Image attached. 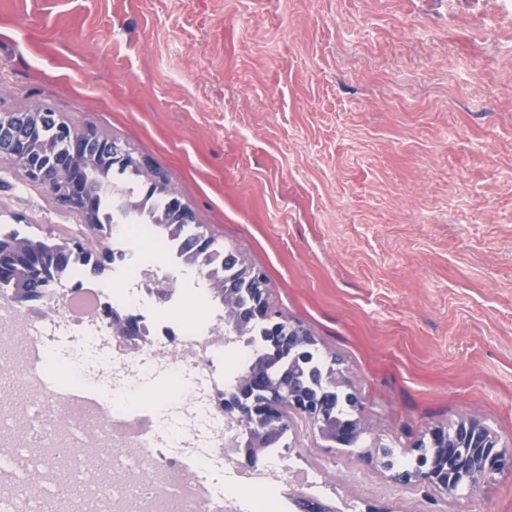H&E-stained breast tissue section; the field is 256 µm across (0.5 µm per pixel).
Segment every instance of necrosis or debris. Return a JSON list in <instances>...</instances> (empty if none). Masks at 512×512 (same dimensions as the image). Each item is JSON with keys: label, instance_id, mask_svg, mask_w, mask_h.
<instances>
[{"label": "necrosis or debris", "instance_id": "obj_1", "mask_svg": "<svg viewBox=\"0 0 512 512\" xmlns=\"http://www.w3.org/2000/svg\"><path fill=\"white\" fill-rule=\"evenodd\" d=\"M165 254L175 241L144 224L124 225L114 285L71 282L35 301L0 292V385L19 382L28 409L0 406V512H45L57 503V468L74 477L84 512H171L187 502L205 512H290L288 480L317 494L319 474L300 470L282 448L258 463L232 449L237 420L224 390L253 349L226 340L224 314L174 315L181 291L158 302V267L137 242ZM135 317L141 335L116 336L111 311Z\"/></svg>", "mask_w": 512, "mask_h": 512}]
</instances>
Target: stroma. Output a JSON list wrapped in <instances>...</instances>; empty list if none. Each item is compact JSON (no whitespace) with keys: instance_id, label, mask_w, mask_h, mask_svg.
I'll return each mask as SVG.
<instances>
[{"instance_id":"stroma-1","label":"stroma","mask_w":512,"mask_h":512,"mask_svg":"<svg viewBox=\"0 0 512 512\" xmlns=\"http://www.w3.org/2000/svg\"><path fill=\"white\" fill-rule=\"evenodd\" d=\"M35 106L146 157L335 356L365 440L289 430L324 503L512 512L510 472L451 497L380 450L470 418L512 449V0H0V111ZM82 223L0 168V224Z\"/></svg>"}]
</instances>
